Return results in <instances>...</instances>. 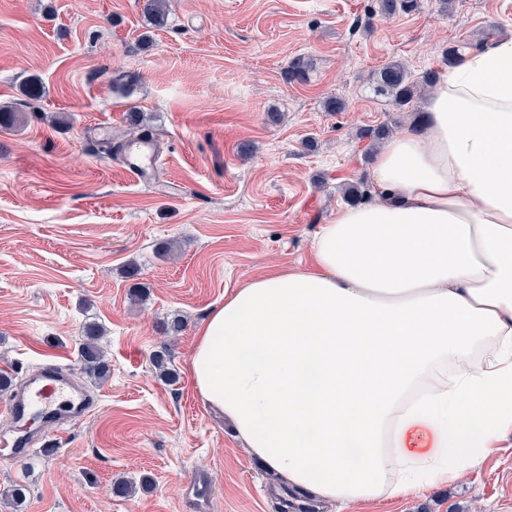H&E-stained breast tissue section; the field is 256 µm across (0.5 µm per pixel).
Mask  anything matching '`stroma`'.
Wrapping results in <instances>:
<instances>
[{"mask_svg": "<svg viewBox=\"0 0 512 512\" xmlns=\"http://www.w3.org/2000/svg\"><path fill=\"white\" fill-rule=\"evenodd\" d=\"M143 2L0 0V106L19 114L0 128V370L19 384L57 352L80 369L88 322L106 327L111 368L88 386L91 413L35 439L37 454L0 449V490L28 487L22 510L0 500V512H182L200 473L206 512H512V439L406 499L285 506L278 477L188 373L225 292L309 266L347 184L372 189L359 130L397 133L422 111L421 97L405 110L375 97L374 72L392 60L416 76L445 71L446 47L512 35V0H420L390 16L377 0H168L160 23ZM336 97L344 111H327ZM133 112L160 146L140 183L101 146L127 141ZM176 318L182 332L163 335ZM164 347L172 382L151 363ZM120 479L133 496L113 494Z\"/></svg>", "mask_w": 512, "mask_h": 512, "instance_id": "1", "label": "stroma"}]
</instances>
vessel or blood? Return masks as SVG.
Listing matches in <instances>:
<instances>
[{
	"mask_svg": "<svg viewBox=\"0 0 512 512\" xmlns=\"http://www.w3.org/2000/svg\"><path fill=\"white\" fill-rule=\"evenodd\" d=\"M160 147L156 141L143 138L131 143L126 151V171L133 179H144L153 168ZM93 401L75 381L61 360L46 361L25 386L15 391L0 412L14 423L13 434L0 438V446L11 453H28L30 439L25 429L29 420L44 417L53 424H63L90 413Z\"/></svg>",
	"mask_w": 512,
	"mask_h": 512,
	"instance_id": "vessel-or-blood-1",
	"label": "vessel or blood"
}]
</instances>
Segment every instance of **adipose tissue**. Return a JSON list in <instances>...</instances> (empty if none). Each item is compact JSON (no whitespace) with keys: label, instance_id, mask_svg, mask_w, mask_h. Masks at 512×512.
Returning <instances> with one entry per match:
<instances>
[{"label":"adipose tissue","instance_id":"obj_1","mask_svg":"<svg viewBox=\"0 0 512 512\" xmlns=\"http://www.w3.org/2000/svg\"><path fill=\"white\" fill-rule=\"evenodd\" d=\"M424 112L378 150L377 200L320 226L310 268L225 293L190 359L248 452L322 504L423 493L512 437V37Z\"/></svg>","mask_w":512,"mask_h":512}]
</instances>
